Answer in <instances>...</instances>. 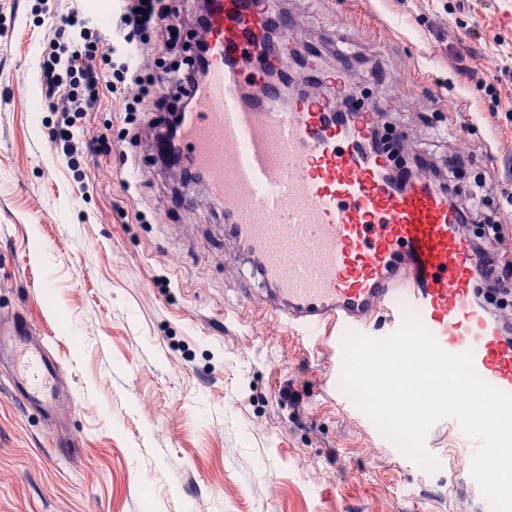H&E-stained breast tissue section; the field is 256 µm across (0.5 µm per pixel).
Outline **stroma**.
<instances>
[{
    "mask_svg": "<svg viewBox=\"0 0 512 512\" xmlns=\"http://www.w3.org/2000/svg\"><path fill=\"white\" fill-rule=\"evenodd\" d=\"M166 5L181 24L175 50L151 30L131 39L152 45L145 86L173 107L165 74L190 56L198 9ZM284 7L306 22L300 55L320 47L330 66L337 50L356 55L352 89L383 100L382 120L411 147L439 160L466 144L473 168L499 175L492 145L512 144V91L493 114L487 87L512 55V0ZM56 23L0 0V316L27 315L70 391L49 425L0 374V512H483L452 431L426 438L442 469L406 467L326 393L331 350L306 351L246 308L223 214L156 158L158 115L130 122L102 87L74 132L112 147L67 165L37 51ZM186 193L197 206L178 204Z\"/></svg>",
    "mask_w": 512,
    "mask_h": 512,
    "instance_id": "obj_1",
    "label": "stroma"
}]
</instances>
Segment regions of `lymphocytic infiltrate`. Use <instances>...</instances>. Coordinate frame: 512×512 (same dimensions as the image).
I'll use <instances>...</instances> for the list:
<instances>
[{
    "label": "lymphocytic infiltrate",
    "instance_id": "lymphocytic-infiltrate-1",
    "mask_svg": "<svg viewBox=\"0 0 512 512\" xmlns=\"http://www.w3.org/2000/svg\"><path fill=\"white\" fill-rule=\"evenodd\" d=\"M105 27L112 32V42H105L102 37L101 30ZM157 27L161 28L166 44H175L180 28L168 22L162 0H145L138 10L129 5L119 6L103 23L74 6L62 15L60 25L53 33L43 37L40 46L41 80L46 91L56 96L55 109L61 114L59 126L51 138L69 166L79 163L78 146L72 131L73 118L98 106L99 73L113 74V90L130 94L127 112H135L141 104L147 105L149 111H160L159 101L145 99L142 63L146 50L131 45L127 39L128 32ZM208 67V45L198 43L195 59L181 69L175 84L182 101V111L166 119L165 142L174 143L179 137L183 115L194 108L197 88ZM469 157V149L455 151L440 167L416 154L405 167L394 171L392 177L402 187L421 179L441 185L452 184L450 205L459 213L463 225L474 231L483 258L487 286L479 298L494 305L503 316L511 318L512 256L501 249L503 227L490 201L493 180L486 173L471 169Z\"/></svg>",
    "mask_w": 512,
    "mask_h": 512
}]
</instances>
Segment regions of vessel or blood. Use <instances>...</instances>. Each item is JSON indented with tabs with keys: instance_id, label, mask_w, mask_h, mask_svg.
Instances as JSON below:
<instances>
[{
	"instance_id": "vessel-or-blood-1",
	"label": "vessel or blood",
	"mask_w": 512,
	"mask_h": 512,
	"mask_svg": "<svg viewBox=\"0 0 512 512\" xmlns=\"http://www.w3.org/2000/svg\"><path fill=\"white\" fill-rule=\"evenodd\" d=\"M275 17L271 0H210L209 71L178 143L224 212L226 248L261 286L248 302L308 347L338 351L347 335L383 338L414 315L444 351L471 352L478 375L512 393V338L477 297L480 257L447 191L391 183L395 158L362 142L366 104L346 126L316 85L287 99L274 82L249 94ZM303 29L286 19L275 65H288ZM0 367L16 398L53 417L60 366L23 314L0 322Z\"/></svg>"
}]
</instances>
